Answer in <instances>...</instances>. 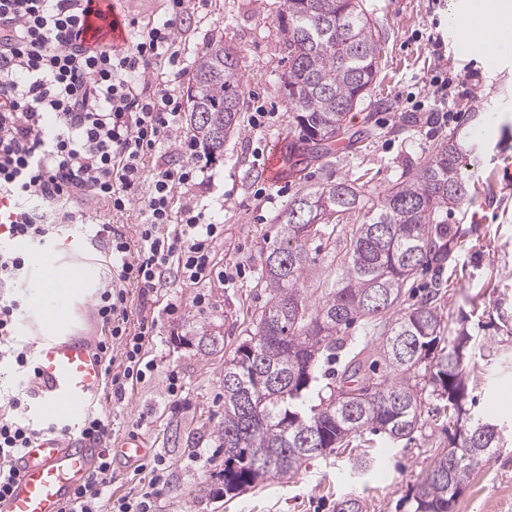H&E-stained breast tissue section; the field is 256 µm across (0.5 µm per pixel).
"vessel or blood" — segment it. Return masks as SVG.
Returning <instances> with one entry per match:
<instances>
[{
  "label": "vessel or blood",
  "mask_w": 512,
  "mask_h": 512,
  "mask_svg": "<svg viewBox=\"0 0 512 512\" xmlns=\"http://www.w3.org/2000/svg\"><path fill=\"white\" fill-rule=\"evenodd\" d=\"M91 43L127 40L116 12L106 0H91L85 16ZM96 340L87 334L44 337L36 351L39 388L31 412L79 424L104 389V366L95 355ZM97 461L94 442L80 434H45L11 459L18 476L0 512H60L81 487Z\"/></svg>",
  "instance_id": "1"
}]
</instances>
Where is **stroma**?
<instances>
[{
  "instance_id": "obj_1",
  "label": "stroma",
  "mask_w": 512,
  "mask_h": 512,
  "mask_svg": "<svg viewBox=\"0 0 512 512\" xmlns=\"http://www.w3.org/2000/svg\"><path fill=\"white\" fill-rule=\"evenodd\" d=\"M453 0H364L376 22L381 44L377 83L348 116L350 131L367 130L359 143L341 140L330 155L301 172L285 171L282 185L269 184L265 172L271 143L295 141L292 118L281 87L288 54L278 25L283 0H191V25L179 37L181 59L193 65L209 42L223 40L240 56L244 93L241 123L224 144V155L205 165L199 184L176 189L174 211L200 207L208 221L223 225L214 245V262L223 278L192 284L170 280L152 298L156 338L146 353L156 368L134 385L118 406L100 401L99 411L114 427L112 445L131 432L145 439L152 454L168 467L157 512H336L344 497L366 501L368 512H413L411 494L425 474L435 449L448 445L457 430L447 411L427 418L413 441L390 443L374 434L370 451L379 462L355 474L350 459L357 447L318 457L293 478H271L235 498H225L219 477L221 458L212 431L224 416V361L253 328L269 300L259 281L261 252L283 222L288 204L304 188L327 181H348L376 193L408 167L424 163L441 138L472 137L478 165H464L469 198L448 214L454 248L449 263L423 268L415 292L441 283L439 305L449 323L465 319L472 336V362L479 373L469 382L465 405L470 414L512 428V373L496 370L482 344L494 340L500 353L512 355V334L498 329L493 291H512V44L494 62L459 51L448 26ZM441 36V48L430 39ZM465 77L462 97L447 102L429 84L437 69ZM481 73L468 80L470 70ZM421 110H414V103ZM272 113L265 127L250 124L255 112ZM144 204L133 200L121 213L100 201L85 207L90 225L111 224L129 239L139 237ZM205 295L207 307L195 304ZM179 311L168 315V304ZM211 331L224 338L223 350L205 356L191 337ZM178 373L182 390L167 393L168 378ZM205 451L190 462L194 449ZM455 512H512V445L499 449L473 477Z\"/></svg>"
}]
</instances>
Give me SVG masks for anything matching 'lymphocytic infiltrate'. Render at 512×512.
Instances as JSON below:
<instances>
[{"mask_svg": "<svg viewBox=\"0 0 512 512\" xmlns=\"http://www.w3.org/2000/svg\"><path fill=\"white\" fill-rule=\"evenodd\" d=\"M187 2L165 0L160 20L134 30L126 46L114 47L82 37L87 0H0V198L8 200L12 216L0 226V364L19 377L16 393L0 408V458L18 455L45 431L69 430L63 422L44 428L26 418L38 386L36 366L30 348L17 345L14 336L23 308L18 288L28 262L26 253L10 248L11 240L48 244L82 223V205L90 197L108 201L116 212L144 198L146 221L138 244L109 224L94 234L114 263L115 276L98 295L95 318L105 389L116 404L154 368L144 348L155 323L144 318L138 330H130V288H138L146 301L169 269L195 284L214 272L213 243L221 225L206 222L201 212L187 209L176 217L171 209L175 189L193 183L200 170L193 145H183L181 164L152 173L145 165L149 153L172 140L180 121L176 46ZM117 346L118 362L112 357ZM79 431L103 450L62 512H98L106 498L112 512H156L166 484L163 459L154 458L151 477L136 496L115 499L105 449L112 437L109 420L88 412Z\"/></svg>", "mask_w": 512, "mask_h": 512, "instance_id": "lymphocytic-infiltrate-1", "label": "lymphocytic infiltrate"}]
</instances>
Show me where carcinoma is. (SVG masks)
I'll use <instances>...</instances> for the list:
<instances>
[{"instance_id":"1","label":"carcinoma","mask_w":512,"mask_h":512,"mask_svg":"<svg viewBox=\"0 0 512 512\" xmlns=\"http://www.w3.org/2000/svg\"><path fill=\"white\" fill-rule=\"evenodd\" d=\"M279 26L288 51L284 95L297 133L288 162L297 167L344 138L347 116L376 83L381 49L363 0H284ZM242 89L239 56L219 40L208 43L194 62L185 121L211 158L224 154L240 125ZM462 164L451 136L373 197L330 181L289 203L261 265L270 298L224 362V419L215 439L226 498L272 476L292 477L367 429L392 443L411 440L432 397L462 426L414 488V512H454L485 458L504 447L500 423L474 419L465 408L472 336L450 329L436 288L403 307L418 269L450 258L442 225L468 196ZM352 214L360 223L336 262V282L311 309L303 291L306 244L338 239ZM360 320L373 324L374 359L344 337Z\"/></svg>"}]
</instances>
